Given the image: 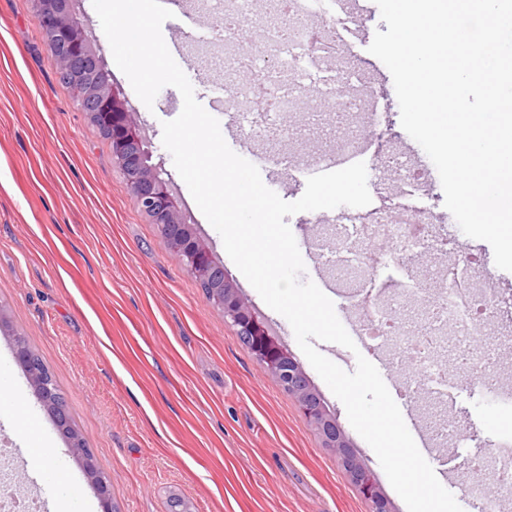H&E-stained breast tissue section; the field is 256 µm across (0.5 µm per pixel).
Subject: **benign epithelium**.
Returning <instances> with one entry per match:
<instances>
[{
  "label": "benign epithelium",
  "instance_id": "1",
  "mask_svg": "<svg viewBox=\"0 0 512 512\" xmlns=\"http://www.w3.org/2000/svg\"><path fill=\"white\" fill-rule=\"evenodd\" d=\"M33 2L36 21L59 75L70 83L80 108L110 139L112 163L125 176L139 206L157 224L187 271L204 286L208 300L237 329L265 372L297 398L303 416L320 435L323 446L336 453L349 480L370 503L371 512H391L372 471L358 458L336 419L326 413L322 398L309 386L302 367L252 312L224 273V266L198 239L193 225L187 223L163 169L151 163V153L145 146L135 114L104 78L103 59L93 37L86 33L76 16L75 0ZM14 354L37 399L51 413L58 429L66 434L71 454L81 460L85 475L97 490L102 512H115L106 479L93 458L85 453L79 438L68 433L65 408L53 402L49 379L36 356L22 343L16 344Z\"/></svg>",
  "mask_w": 512,
  "mask_h": 512
}]
</instances>
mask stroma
Here are the masks:
<instances>
[{
    "mask_svg": "<svg viewBox=\"0 0 512 512\" xmlns=\"http://www.w3.org/2000/svg\"><path fill=\"white\" fill-rule=\"evenodd\" d=\"M200 28L184 38L176 62L197 100L218 120L232 150L244 137L243 109L224 101L222 83L230 62L259 50L265 15L250 22L253 39L224 49L211 43L202 23L212 13L201 0H186ZM77 9L102 49L109 80L135 112L152 154L197 237L223 264L229 279L300 363L355 451L374 473L393 512H407L368 443L351 426L341 401L299 348L288 321L270 309L227 255L176 171L162 144L163 122L182 110V96L163 87L146 108L117 67L92 0ZM363 37L348 39L346 64L303 59L307 83L335 87L343 76L368 78L375 117L359 113L364 133L340 162L322 154L348 128L336 115L312 119L308 108L280 112L288 136L269 144L252 140V162L265 185L282 199L298 200L310 176L365 162L370 205L300 212L289 226L304 260L305 279L332 285L335 312L355 349L319 341L316 349L345 371L364 356L389 381L409 431H430L437 415L434 390L407 397L410 372L395 341L374 344L353 298L355 290L384 302L399 296V317L410 321L411 281L441 286L453 262L468 267L474 292L512 294V272L497 268L491 246L449 229V212L438 172L402 128L392 76L369 53L374 34L386 30L375 0H360L356 15ZM421 173L423 182L413 181ZM409 207L429 218L430 248L413 247L378 268H365L358 283L336 276L326 251H339L340 231L350 218L394 213ZM0 379L16 388L12 407L0 408V448L18 465L20 486L43 506L61 512H100L99 500L68 450L66 439L37 401L15 363L12 343L25 336L64 395L67 411L100 471L108 478L117 512H169L170 497H183L191 512H369L335 453L323 447L297 399L268 375L221 310L207 300L138 207L112 148L80 112L57 72L34 16L32 0H0ZM499 379L480 380L476 370L447 373L449 473L443 485L463 512H485L490 502L464 490L461 480L477 448L512 453V344L497 348ZM30 448L43 459L27 457Z\"/></svg>",
    "mask_w": 512,
    "mask_h": 512,
    "instance_id": "35a3bbf8",
    "label": "stroma"
}]
</instances>
